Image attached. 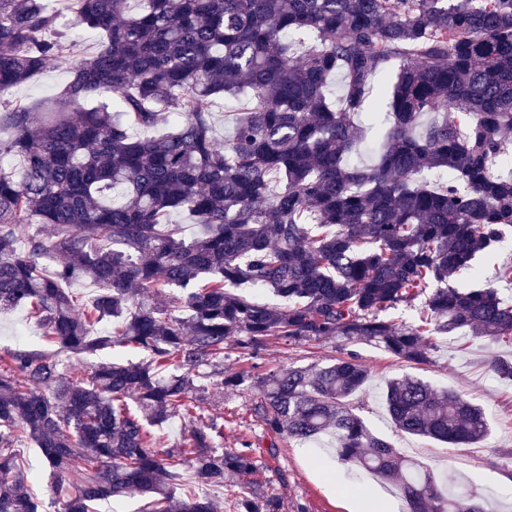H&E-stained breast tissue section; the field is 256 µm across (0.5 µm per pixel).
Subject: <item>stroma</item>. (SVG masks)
Listing matches in <instances>:
<instances>
[{
  "label": "stroma",
  "mask_w": 512,
  "mask_h": 512,
  "mask_svg": "<svg viewBox=\"0 0 512 512\" xmlns=\"http://www.w3.org/2000/svg\"><path fill=\"white\" fill-rule=\"evenodd\" d=\"M70 61L60 57L25 85L0 97V110L13 103L32 104L58 94L69 78ZM43 329L24 309L0 310V353L19 347L43 346ZM357 357L371 374L369 386L351 397L354 411L394 448L415 457L436 473L458 481L460 487L482 497L489 512H512V382L493 376L490 357H512V345L488 344L458 335L443 336L426 364L408 362L366 342L341 345L333 340L285 345L269 342L252 359L230 355L224 361L228 372L244 371L252 377L288 367L308 366L331 358ZM418 376L437 388L464 391L480 405L490 423L488 438L459 448L432 439L398 432L387 414L382 392L390 378ZM257 391L245 386L211 397L213 411L224 417V445L240 447L249 441L258 459L254 476L257 487L273 488L283 502L282 512H351L353 485L365 484L372 497L388 512H405L406 503L393 483H376L335 458L327 441L298 443L264 432L251 415ZM17 456L32 476L31 495L42 503L55 496L59 479L50 473L41 452L27 438L15 446Z\"/></svg>",
  "instance_id": "stroma-1"
}]
</instances>
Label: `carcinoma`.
Returning <instances> with one entry per match:
<instances>
[{
	"mask_svg": "<svg viewBox=\"0 0 512 512\" xmlns=\"http://www.w3.org/2000/svg\"><path fill=\"white\" fill-rule=\"evenodd\" d=\"M71 3L63 23L52 0H0V96L72 57L59 95L0 112L13 131L0 161L23 159L18 175L0 164V309L30 310L76 357H147L66 377L45 349L0 355V512L45 510L24 490L19 433L72 476L51 512L135 495L145 512H218L196 484L228 487L241 512H281L253 483L251 445L224 448L209 407L249 379L224 374L229 346L365 341L423 364L450 333L512 344V302L452 284L512 233V0ZM82 28L100 35L91 54L76 52ZM240 94L219 146L214 109ZM363 114L383 131L355 164ZM175 211L201 233L180 236ZM78 280L99 293L77 299ZM420 297L413 323L384 316ZM489 370L512 381V359ZM369 377L353 356L273 371L253 381L251 415L276 437L333 438L341 461L395 480L410 512H484L347 406ZM384 400L405 434L458 447L489 432L464 392L418 377L388 380ZM175 415L187 430L166 451L154 429Z\"/></svg>",
	"mask_w": 512,
	"mask_h": 512,
	"instance_id": "carcinoma-1",
	"label": "carcinoma"
}]
</instances>
